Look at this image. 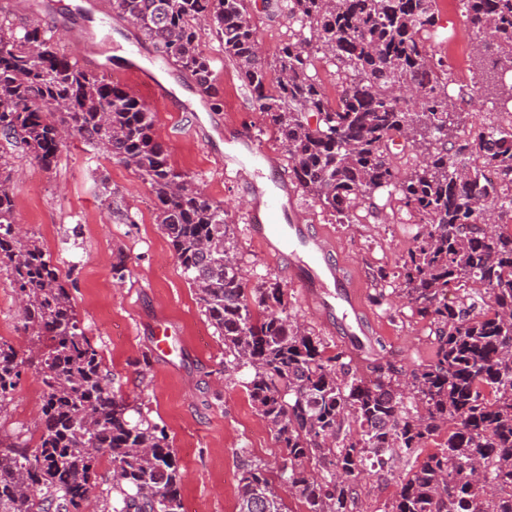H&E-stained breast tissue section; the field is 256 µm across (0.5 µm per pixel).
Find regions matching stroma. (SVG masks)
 Segmentation results:
<instances>
[{"label": "stroma", "instance_id": "1", "mask_svg": "<svg viewBox=\"0 0 512 512\" xmlns=\"http://www.w3.org/2000/svg\"><path fill=\"white\" fill-rule=\"evenodd\" d=\"M54 2L56 12L46 18L50 46L80 62L93 57L107 64L105 78L129 87L155 112V135L166 144L173 167L226 204L249 286L278 284L289 312L324 338L328 354L344 350V340L302 289L292 285L286 263L268 255L247 232L249 214L260 200L240 186L235 159L242 138H256L280 173H287L288 158L210 28L202 27L200 48L212 60L222 105L177 110L168 99L155 96L137 73L124 69L123 50L135 45L144 62L153 63L162 84L192 100L196 86L190 76L174 63L162 62L119 15L106 21L97 11L77 12L79 0ZM441 24L442 35L432 50L449 63V88L454 91L472 83L476 75L473 45L478 35L458 0L442 15ZM7 158L13 170L17 223L35 233L59 262L78 317L124 396L165 428L183 473L184 512H236L242 458L274 468L282 450L248 396L247 372L225 374L224 345L202 314L195 291L156 222L147 185L123 162L105 157L78 137L66 140L50 172L32 154L16 148L9 149ZM282 200L299 223L314 225L335 241L340 259L363 284L362 305L376 334L369 353L353 356L360 374L370 377L377 364L407 370L431 361L435 349L427 325L413 316L404 300L393 294L380 307L371 300L376 270H397L416 225L402 223L398 211L388 208L374 214L363 209L356 221L339 224L293 186ZM119 254L128 267L121 280L112 275ZM164 329L169 335L161 350H154L153 338ZM0 337L27 352L21 308L9 275L1 271ZM40 393L34 370H25L12 401L0 414V431L33 429L40 408L26 400ZM403 475L398 469L362 476L360 512H382L396 497Z\"/></svg>", "mask_w": 512, "mask_h": 512}]
</instances>
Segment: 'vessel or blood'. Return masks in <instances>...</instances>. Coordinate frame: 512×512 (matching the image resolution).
<instances>
[{
  "instance_id": "obj_1",
  "label": "vessel or blood",
  "mask_w": 512,
  "mask_h": 512,
  "mask_svg": "<svg viewBox=\"0 0 512 512\" xmlns=\"http://www.w3.org/2000/svg\"><path fill=\"white\" fill-rule=\"evenodd\" d=\"M240 163L250 166L254 176H268L272 183L264 212L250 219L252 238L286 259L291 282L332 316L337 335L349 347L364 351L372 332L360 305L361 287L339 261L334 245L312 226L289 222L278 202L280 176L270 171L268 154L253 139H244Z\"/></svg>"
}]
</instances>
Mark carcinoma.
Wrapping results in <instances>:
<instances>
[{
    "instance_id": "cac0c4a2",
    "label": "carcinoma",
    "mask_w": 512,
    "mask_h": 512,
    "mask_svg": "<svg viewBox=\"0 0 512 512\" xmlns=\"http://www.w3.org/2000/svg\"><path fill=\"white\" fill-rule=\"evenodd\" d=\"M477 33L478 79L448 92L432 53L436 0H266L288 20L273 60L261 54L252 0H112L163 58L217 96L198 25H212L253 105L288 153L291 179L338 224L367 200L397 204L418 225L396 278L377 279L428 323L435 359L401 380H367L287 311L279 286L251 288L224 203L175 170L155 113L125 86L47 46L46 29L0 21V134L47 171L79 136L130 166L224 352L250 371L249 397L283 450L277 477L245 458L237 512H356L351 478L375 448L413 463L384 512H512V124L468 128L464 111L492 79L512 112V0H458ZM336 68L328 97L317 65ZM421 151L405 172L390 145ZM491 171L496 181L485 179ZM9 163L0 156V269L12 278L30 337L25 356L0 338V412L35 369L43 407L35 443L0 434V512H80L99 448L112 452V512H183L181 466L164 430L114 389L61 270L39 238L16 231ZM490 211L493 226L483 222ZM453 299H448V294ZM448 437L419 458L443 429Z\"/></svg>"
}]
</instances>
